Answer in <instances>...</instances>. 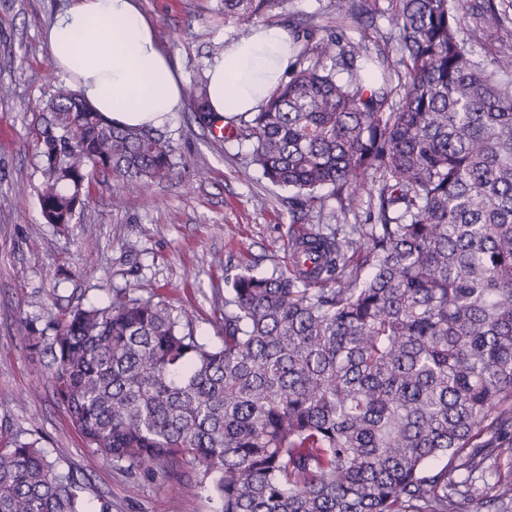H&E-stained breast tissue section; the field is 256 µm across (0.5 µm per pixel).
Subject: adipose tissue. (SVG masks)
<instances>
[{
  "instance_id": "ef3b65f1",
  "label": "adipose tissue",
  "mask_w": 512,
  "mask_h": 512,
  "mask_svg": "<svg viewBox=\"0 0 512 512\" xmlns=\"http://www.w3.org/2000/svg\"><path fill=\"white\" fill-rule=\"evenodd\" d=\"M46 38L52 66L113 125L159 127L181 110V75L138 0H70ZM291 58L285 30L254 27L207 72L212 112L230 118L259 111Z\"/></svg>"
}]
</instances>
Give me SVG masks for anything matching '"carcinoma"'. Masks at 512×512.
Masks as SVG:
<instances>
[{
    "mask_svg": "<svg viewBox=\"0 0 512 512\" xmlns=\"http://www.w3.org/2000/svg\"><path fill=\"white\" fill-rule=\"evenodd\" d=\"M285 0H224V18ZM342 27L288 17L294 61L232 122L250 164L292 204L353 224L301 230L288 269L225 278L224 336L193 315L113 291L22 337L95 456L130 470L187 466L217 512H469L512 502V27L508 0H336ZM198 123L219 122L207 84ZM40 196L67 228L95 176L162 184L181 161L158 128H117L61 84L32 105ZM445 460L442 466L435 465ZM45 449L0 445V512H85Z\"/></svg>",
    "mask_w": 512,
    "mask_h": 512,
    "instance_id": "obj_1",
    "label": "carcinoma"
}]
</instances>
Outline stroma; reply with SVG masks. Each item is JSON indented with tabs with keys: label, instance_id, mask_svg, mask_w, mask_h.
<instances>
[{
	"label": "stroma",
	"instance_id": "obj_1",
	"mask_svg": "<svg viewBox=\"0 0 512 512\" xmlns=\"http://www.w3.org/2000/svg\"><path fill=\"white\" fill-rule=\"evenodd\" d=\"M68 3L0 0V436L37 441L60 472L82 482L89 512L104 505L109 512H215L189 469L147 476L92 460L43 362L21 338L77 305H108L113 290L124 289L193 312L197 335L219 343L225 276L243 266L268 273L289 264V192L249 166V142L213 139L187 102L165 126L182 155L171 181L97 179L74 224L63 232L46 224L36 137L43 119L27 105L64 81L51 66L44 31ZM140 6L187 87L206 77L244 28L225 19L220 0ZM116 191L123 198L117 208Z\"/></svg>",
	"mask_w": 512,
	"mask_h": 512
}]
</instances>
